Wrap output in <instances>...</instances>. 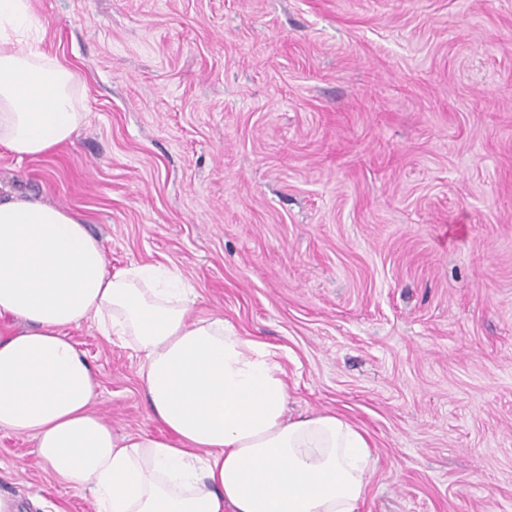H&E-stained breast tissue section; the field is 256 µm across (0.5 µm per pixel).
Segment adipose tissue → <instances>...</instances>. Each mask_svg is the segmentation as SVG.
Wrapping results in <instances>:
<instances>
[{
	"label": "adipose tissue",
	"mask_w": 512,
	"mask_h": 512,
	"mask_svg": "<svg viewBox=\"0 0 512 512\" xmlns=\"http://www.w3.org/2000/svg\"><path fill=\"white\" fill-rule=\"evenodd\" d=\"M31 0H0V148L34 159L71 144L87 114L74 73L32 35ZM181 274L111 270L70 210L0 193V430L29 437L95 512H357L370 443L333 413H288L278 354L196 311ZM94 327L140 359L163 435L114 432L71 329Z\"/></svg>",
	"instance_id": "obj_1"
}]
</instances>
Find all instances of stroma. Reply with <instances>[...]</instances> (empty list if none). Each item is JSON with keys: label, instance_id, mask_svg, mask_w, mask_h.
<instances>
[{"label": "stroma", "instance_id": "1", "mask_svg": "<svg viewBox=\"0 0 512 512\" xmlns=\"http://www.w3.org/2000/svg\"><path fill=\"white\" fill-rule=\"evenodd\" d=\"M88 116L0 186L178 269L368 436L359 512H512V0H32ZM120 433L129 350L72 330ZM0 430V496L94 512Z\"/></svg>", "mask_w": 512, "mask_h": 512}]
</instances>
